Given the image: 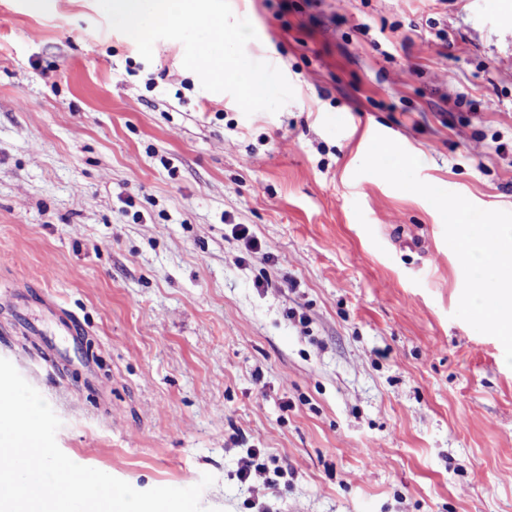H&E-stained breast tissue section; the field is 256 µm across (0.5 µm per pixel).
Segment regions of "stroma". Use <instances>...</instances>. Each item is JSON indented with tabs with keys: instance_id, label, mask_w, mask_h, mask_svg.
I'll use <instances>...</instances> for the list:
<instances>
[{
	"instance_id": "1",
	"label": "stroma",
	"mask_w": 512,
	"mask_h": 512,
	"mask_svg": "<svg viewBox=\"0 0 512 512\" xmlns=\"http://www.w3.org/2000/svg\"><path fill=\"white\" fill-rule=\"evenodd\" d=\"M294 97L244 115L97 0H0V358L75 463L210 512H512V368L437 209L512 212L499 0H230ZM246 225L250 248L232 227ZM284 481L254 504L247 449Z\"/></svg>"
}]
</instances>
